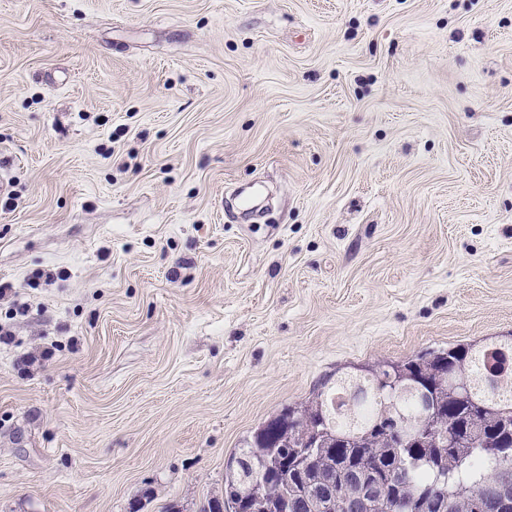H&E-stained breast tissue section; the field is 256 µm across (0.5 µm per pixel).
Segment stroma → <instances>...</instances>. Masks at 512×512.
Here are the masks:
<instances>
[{
    "label": "stroma",
    "instance_id": "obj_1",
    "mask_svg": "<svg viewBox=\"0 0 512 512\" xmlns=\"http://www.w3.org/2000/svg\"><path fill=\"white\" fill-rule=\"evenodd\" d=\"M0 173V512H199L336 374L512 334V0H0Z\"/></svg>",
    "mask_w": 512,
    "mask_h": 512
}]
</instances>
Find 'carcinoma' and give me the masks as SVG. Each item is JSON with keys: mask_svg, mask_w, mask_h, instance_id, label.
<instances>
[{"mask_svg": "<svg viewBox=\"0 0 512 512\" xmlns=\"http://www.w3.org/2000/svg\"><path fill=\"white\" fill-rule=\"evenodd\" d=\"M495 488L512 503V337L337 376L259 427L200 512H502Z\"/></svg>", "mask_w": 512, "mask_h": 512, "instance_id": "1", "label": "carcinoma"}]
</instances>
